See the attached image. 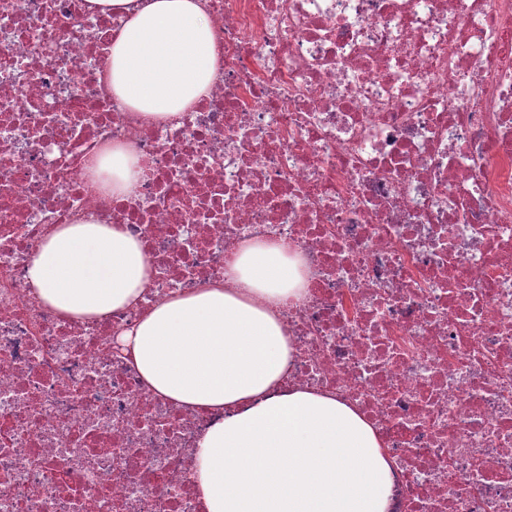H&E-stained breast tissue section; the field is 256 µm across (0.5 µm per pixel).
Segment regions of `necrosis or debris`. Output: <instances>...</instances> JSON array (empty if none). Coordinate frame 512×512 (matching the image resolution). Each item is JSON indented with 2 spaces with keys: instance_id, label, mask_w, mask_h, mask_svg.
Here are the masks:
<instances>
[{
  "instance_id": "4bbe7bcc",
  "label": "necrosis or debris",
  "mask_w": 512,
  "mask_h": 512,
  "mask_svg": "<svg viewBox=\"0 0 512 512\" xmlns=\"http://www.w3.org/2000/svg\"><path fill=\"white\" fill-rule=\"evenodd\" d=\"M207 95L169 120L108 84L117 13L0 0V512H205L198 437L113 350L251 242L302 260L284 388L353 407L388 512H512V0H202ZM125 145L132 195L88 175ZM120 224L150 282L105 319L27 284L56 225Z\"/></svg>"
}]
</instances>
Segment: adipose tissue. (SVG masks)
<instances>
[{
	"label": "adipose tissue",
	"mask_w": 512,
	"mask_h": 512,
	"mask_svg": "<svg viewBox=\"0 0 512 512\" xmlns=\"http://www.w3.org/2000/svg\"><path fill=\"white\" fill-rule=\"evenodd\" d=\"M123 14L109 83L131 109L167 119L206 95L212 27L199 0H88ZM89 171L131 194L138 156L116 145ZM214 284L159 302L120 336L149 388L186 408L222 410L198 439L194 481L206 512H387L391 464L351 406L310 388L280 391L292 364L278 306L299 297L300 262L248 244ZM33 296L61 315L101 318L134 306L149 281L139 242L122 225H57L31 258Z\"/></svg>",
	"instance_id": "1"
}]
</instances>
